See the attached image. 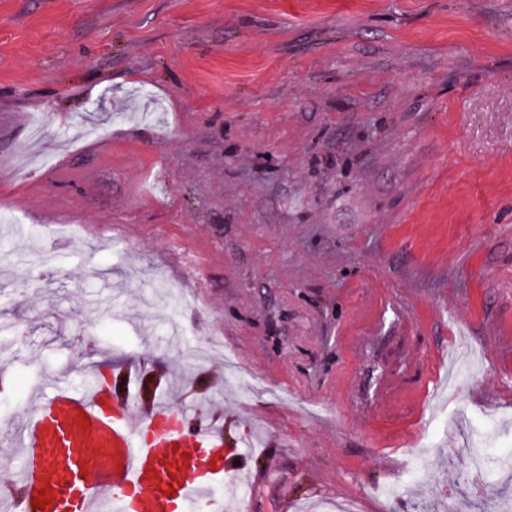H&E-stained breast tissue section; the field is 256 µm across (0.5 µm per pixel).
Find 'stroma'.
<instances>
[{
  "instance_id": "1",
  "label": "stroma",
  "mask_w": 512,
  "mask_h": 512,
  "mask_svg": "<svg viewBox=\"0 0 512 512\" xmlns=\"http://www.w3.org/2000/svg\"><path fill=\"white\" fill-rule=\"evenodd\" d=\"M0 206L15 419L122 368L248 512H512V0H0Z\"/></svg>"
}]
</instances>
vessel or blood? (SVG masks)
<instances>
[{"instance_id": "obj_1", "label": "vessel or blood", "mask_w": 512, "mask_h": 512, "mask_svg": "<svg viewBox=\"0 0 512 512\" xmlns=\"http://www.w3.org/2000/svg\"><path fill=\"white\" fill-rule=\"evenodd\" d=\"M36 407L21 434L18 484L29 503L48 490L44 512H186L224 483L237 445L203 404L189 412L158 400L135 419L106 387L65 385Z\"/></svg>"}]
</instances>
